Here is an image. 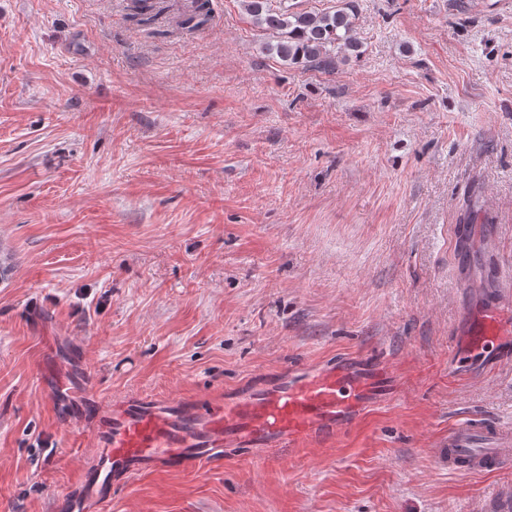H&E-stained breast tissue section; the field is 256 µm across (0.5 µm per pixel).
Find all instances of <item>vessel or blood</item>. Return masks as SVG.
<instances>
[{
    "instance_id": "b4317fda",
    "label": "vessel or blood",
    "mask_w": 512,
    "mask_h": 512,
    "mask_svg": "<svg viewBox=\"0 0 512 512\" xmlns=\"http://www.w3.org/2000/svg\"><path fill=\"white\" fill-rule=\"evenodd\" d=\"M499 292L468 316L472 348L512 352V258L491 269ZM398 390L375 362L350 369L331 364L300 367L277 379L230 392L206 404L128 397L110 410L92 402L95 454L82 470L80 494L66 493V512L102 506L123 480L158 469L220 462L228 448L285 449L304 440L335 437L369 400ZM448 468L491 473L512 468V424L467 417L448 429Z\"/></svg>"
}]
</instances>
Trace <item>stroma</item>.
Returning <instances> with one entry per match:
<instances>
[{
	"label": "stroma",
	"mask_w": 512,
	"mask_h": 512,
	"mask_svg": "<svg viewBox=\"0 0 512 512\" xmlns=\"http://www.w3.org/2000/svg\"><path fill=\"white\" fill-rule=\"evenodd\" d=\"M360 55L293 69L242 0L158 37L127 0H0V512H61L87 397L201 401L289 367L399 380L336 439L228 448L106 512H490L461 415L512 423V362L455 356L512 251V0H354ZM475 217L468 249L451 232Z\"/></svg>",
	"instance_id": "35a3bbf8"
}]
</instances>
